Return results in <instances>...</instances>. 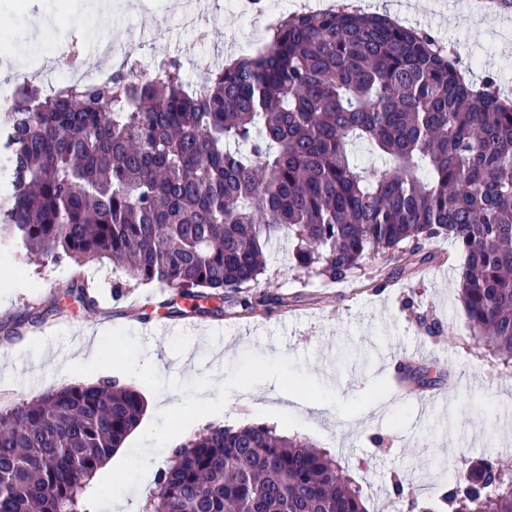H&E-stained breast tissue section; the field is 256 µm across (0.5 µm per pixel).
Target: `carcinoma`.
I'll use <instances>...</instances> for the list:
<instances>
[{
    "mask_svg": "<svg viewBox=\"0 0 512 512\" xmlns=\"http://www.w3.org/2000/svg\"><path fill=\"white\" fill-rule=\"evenodd\" d=\"M8 152L0 243L53 262L112 261L201 314L266 272L291 239L308 276L342 282L410 245L389 283L440 237L464 255L473 338L512 364V97L465 79L431 32L342 4L282 14L257 54L187 86L181 63L51 93L14 82L0 110ZM359 141L389 160L359 167ZM214 300L215 307L201 305ZM140 393L115 381L49 389L0 409V512H91L87 488L139 425ZM462 471L448 512H512V466ZM145 512H368L339 462L266 424H210L158 474Z\"/></svg>",
    "mask_w": 512,
    "mask_h": 512,
    "instance_id": "cac0c4a2",
    "label": "carcinoma"
}]
</instances>
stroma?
Segmentation results:
<instances>
[{"label":"stroma","mask_w":512,"mask_h":512,"mask_svg":"<svg viewBox=\"0 0 512 512\" xmlns=\"http://www.w3.org/2000/svg\"><path fill=\"white\" fill-rule=\"evenodd\" d=\"M224 2L196 7L187 22L171 0H143L116 23L96 0H0V32L12 36L0 45V57L27 59L21 69L0 61V87L34 77L38 64L29 58L28 45L34 21L45 16L59 41L78 40L91 53L104 36L120 52L145 62L161 49L189 74L200 65L198 30H205L210 47L239 56L252 30ZM409 24L431 31L461 55H476L480 73L512 78L506 62L512 56V25L499 8H451L446 0H433L432 8L410 12ZM423 254L419 273L384 288H361L304 276L291 266L288 242H277L267 251L265 274L249 290L269 297L267 308L223 317L192 312L184 328L157 344L144 328L164 319L169 291L126 284L121 270L108 261L56 264L9 252L0 259V405L95 379L93 370L78 371L72 361L86 345L99 343L104 332L118 328L138 339L142 359L152 361L161 378L187 384L210 377L214 386L204 391L207 399L217 397V384L249 351L301 360L310 375L343 400L356 398L382 378L388 395L349 419L330 407L320 420H312L302 401L271 417L249 408L243 392L232 391L221 413L197 420L152 457L147 482L109 512H143L158 470L181 442L208 425L257 423L329 451L362 487L368 512H383L388 503L409 512L412 496L423 512H445L440 499L449 481L443 463L459 471L479 459L512 460V368L503 367L472 337L458 291L462 255L443 238L426 243ZM76 278L88 284L96 308L70 295ZM419 344L428 355L416 361L415 370L427 371L433 384L453 387V410L433 419L420 415L423 392L396 384L405 354Z\"/></svg>","instance_id":"1"}]
</instances>
